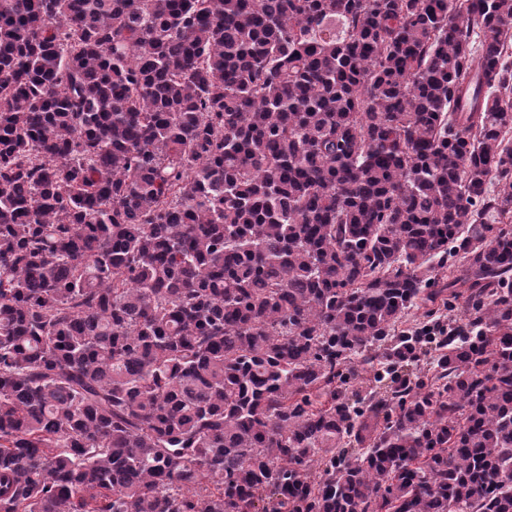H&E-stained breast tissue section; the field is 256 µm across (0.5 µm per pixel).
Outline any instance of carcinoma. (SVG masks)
<instances>
[{"mask_svg": "<svg viewBox=\"0 0 512 512\" xmlns=\"http://www.w3.org/2000/svg\"><path fill=\"white\" fill-rule=\"evenodd\" d=\"M0 512H512V0H0Z\"/></svg>", "mask_w": 512, "mask_h": 512, "instance_id": "1", "label": "carcinoma"}]
</instances>
